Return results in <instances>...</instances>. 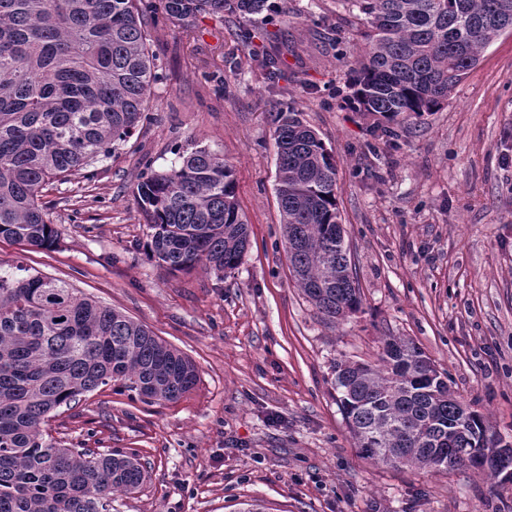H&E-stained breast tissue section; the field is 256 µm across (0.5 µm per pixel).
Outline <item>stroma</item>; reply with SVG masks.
Wrapping results in <instances>:
<instances>
[{
	"label": "stroma",
	"instance_id": "35a3bbf8",
	"mask_svg": "<svg viewBox=\"0 0 512 512\" xmlns=\"http://www.w3.org/2000/svg\"><path fill=\"white\" fill-rule=\"evenodd\" d=\"M159 79L147 118L112 154L45 193L51 249L0 238V271L68 283L187 355L198 382L146 404L106 386L47 424L73 448L138 450V493L112 512H512V484L362 458L336 402V360H376L405 336L454 395L512 441V31L439 111L380 122L355 111L359 21L339 0H269L191 23L148 0ZM280 31L282 77L251 64ZM293 107L338 161L339 209L363 305L326 322L289 271L271 116ZM206 149L235 171L250 246L241 265L172 273L147 256L132 188L145 168Z\"/></svg>",
	"mask_w": 512,
	"mask_h": 512
}]
</instances>
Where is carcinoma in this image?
<instances>
[{"label":"carcinoma","instance_id":"carcinoma-1","mask_svg":"<svg viewBox=\"0 0 512 512\" xmlns=\"http://www.w3.org/2000/svg\"><path fill=\"white\" fill-rule=\"evenodd\" d=\"M268 0H164L166 14L244 17ZM367 29L351 84L358 111L388 121L441 109L502 32L512 0H339ZM272 41L253 62L278 81ZM143 0H0V238L50 249L57 235L43 190L131 137L159 74ZM276 197L295 283L324 318L355 313L361 296L337 204V162L293 109L275 114ZM133 195L150 257L170 272L236 270L249 245L224 158L197 150L143 172ZM374 364L334 365L337 401L359 454L375 463L452 467L503 479L489 417L458 400L434 361L401 336L382 338ZM193 362L144 325L58 280L0 272V512H112L136 493L134 452L66 448L42 429L50 414L112 382L145 403L176 402L197 384Z\"/></svg>","mask_w":512,"mask_h":512}]
</instances>
